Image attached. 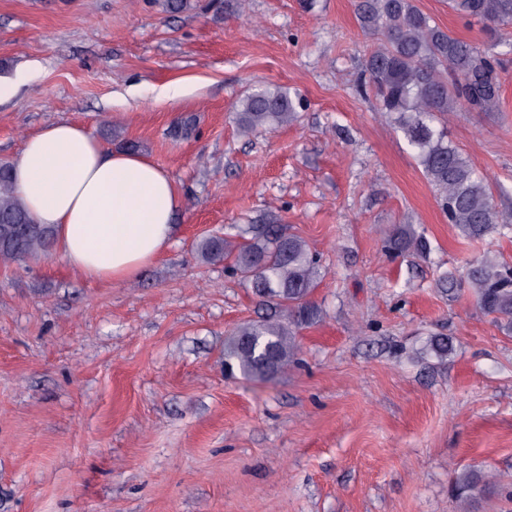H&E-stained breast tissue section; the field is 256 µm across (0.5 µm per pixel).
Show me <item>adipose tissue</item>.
<instances>
[{
	"instance_id": "adipose-tissue-1",
	"label": "adipose tissue",
	"mask_w": 512,
	"mask_h": 512,
	"mask_svg": "<svg viewBox=\"0 0 512 512\" xmlns=\"http://www.w3.org/2000/svg\"><path fill=\"white\" fill-rule=\"evenodd\" d=\"M12 187L31 221L52 231L61 260L92 281L127 280L161 256L181 206L165 169L77 122L28 134Z\"/></svg>"
}]
</instances>
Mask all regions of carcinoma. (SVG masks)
I'll list each match as a JSON object with an SVG mask.
<instances>
[{"label": "carcinoma", "instance_id": "obj_1", "mask_svg": "<svg viewBox=\"0 0 512 512\" xmlns=\"http://www.w3.org/2000/svg\"><path fill=\"white\" fill-rule=\"evenodd\" d=\"M467 24L488 28L492 44L482 49L440 27L415 0H355L362 30L375 38L364 63L365 86L382 116L403 134L440 205L467 239L512 234V213L494 203L488 178L478 173L448 140V114L462 109L489 112L500 98L498 67L512 55V41L499 36L512 26V0H451ZM297 119L296 105L281 89L258 88L235 114L242 136L284 126ZM10 163H0V226L28 224V213L14 195ZM393 258L410 251L430 253L426 238L412 224H398L384 239ZM52 248L50 234L36 226L27 235L0 242V262L38 258ZM205 262H224L231 275L268 306L270 313L244 322L224 342V367L248 380L269 381L288 368L300 350L302 330L316 324L322 310L312 300L326 271L307 242L289 224H249L244 234L210 236L200 243ZM467 280L480 310L512 332V266L474 260ZM509 482L512 472L465 469L453 480L456 499L473 502Z\"/></svg>", "mask_w": 512, "mask_h": 512}]
</instances>
